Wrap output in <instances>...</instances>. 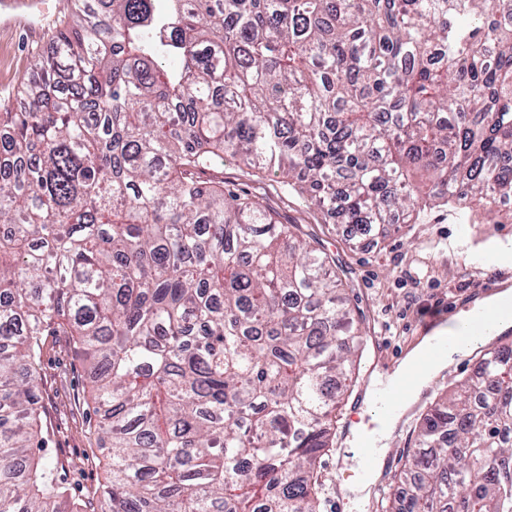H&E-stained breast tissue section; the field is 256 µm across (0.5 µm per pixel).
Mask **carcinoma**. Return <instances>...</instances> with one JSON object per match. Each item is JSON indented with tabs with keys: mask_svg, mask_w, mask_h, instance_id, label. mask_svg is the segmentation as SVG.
Wrapping results in <instances>:
<instances>
[{
	"mask_svg": "<svg viewBox=\"0 0 512 512\" xmlns=\"http://www.w3.org/2000/svg\"><path fill=\"white\" fill-rule=\"evenodd\" d=\"M67 0L0 112V512H319L361 328L333 260L198 173L226 156L362 233L512 199V0ZM91 364L97 508L40 405ZM425 414L380 512H512V347Z\"/></svg>",
	"mask_w": 512,
	"mask_h": 512,
	"instance_id": "1",
	"label": "carcinoma"
}]
</instances>
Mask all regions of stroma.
<instances>
[{
    "mask_svg": "<svg viewBox=\"0 0 512 512\" xmlns=\"http://www.w3.org/2000/svg\"><path fill=\"white\" fill-rule=\"evenodd\" d=\"M46 43V38L34 40L25 32L0 27V112L19 110L18 90L34 76L32 52ZM207 176L223 181L226 189L246 191L278 223L298 225L304 238L333 259L366 336L386 340L388 352L381 360L385 366L396 364L419 340L426 316L470 306L491 271L487 265L470 267V256L512 253V220L504 214L492 224L482 209L438 206L416 223L376 227L354 239L344 224L325 217L305 193L278 177L250 170L230 157ZM476 369L475 354H467L420 393L391 438L385 480L376 485L365 512H376L402 470L422 414L449 384L473 376ZM41 376L43 418L52 439L42 457L57 466L77 502L90 501L104 482V459L95 435L88 432L95 419L88 398V366L71 337H47Z\"/></svg>",
    "mask_w": 512,
    "mask_h": 512,
    "instance_id": "stroma-1",
    "label": "stroma"
}]
</instances>
